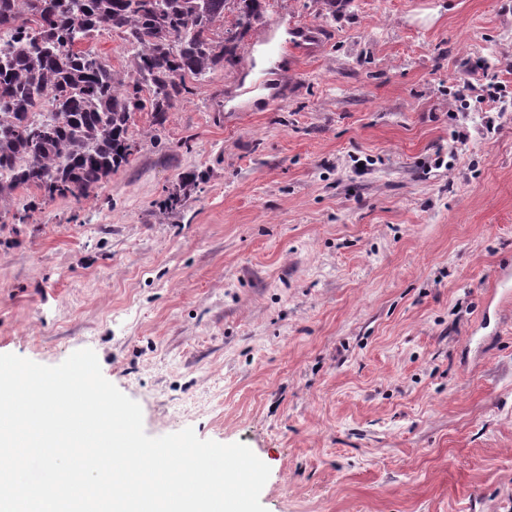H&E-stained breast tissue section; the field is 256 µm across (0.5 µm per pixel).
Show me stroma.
<instances>
[{
  "mask_svg": "<svg viewBox=\"0 0 512 512\" xmlns=\"http://www.w3.org/2000/svg\"><path fill=\"white\" fill-rule=\"evenodd\" d=\"M262 5L266 86L216 67L87 199L0 208V354L94 350L267 512H512V103L453 97L512 91V0Z\"/></svg>",
  "mask_w": 512,
  "mask_h": 512,
  "instance_id": "35a3bbf8",
  "label": "stroma"
}]
</instances>
